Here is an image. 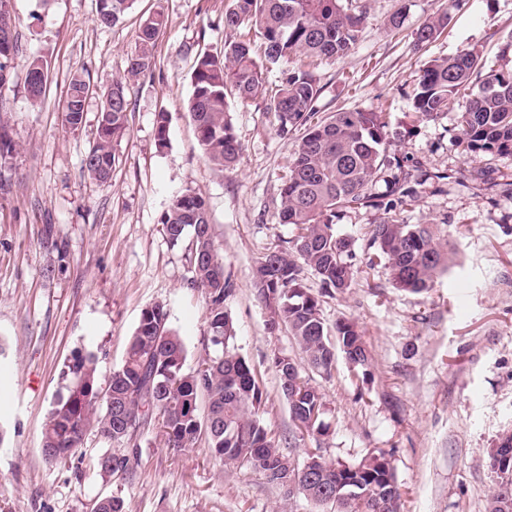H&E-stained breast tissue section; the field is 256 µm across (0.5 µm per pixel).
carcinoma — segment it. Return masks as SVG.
Returning a JSON list of instances; mask_svg holds the SVG:
<instances>
[{
    "mask_svg": "<svg viewBox=\"0 0 512 512\" xmlns=\"http://www.w3.org/2000/svg\"><path fill=\"white\" fill-rule=\"evenodd\" d=\"M134 0H97L96 20L116 25ZM366 11L357 0H231L224 12V27L258 28L261 52L249 40L224 45V53L198 54L192 72L193 92L189 112L200 146L210 162L225 168L236 165L241 145L229 118L228 96L243 101L269 100L278 118V133L293 139V159L280 189L279 221L299 233L287 248L266 254L256 268L262 301L276 298L272 324L283 325L305 353L306 366L328 375L336 364V350L355 368L368 357L356 325L336 322L329 331L318 298L305 283L303 269H310L323 288L340 293L352 285L356 270L355 241L336 234V219L348 209L369 203L384 208L392 203L372 193L382 181L389 193L400 189V162L387 153L388 130L382 113L349 109L315 119L321 86L305 69L304 60L343 58L356 45ZM159 11L149 17L137 34L136 50L128 59L127 78L149 70L153 50L165 27ZM448 25V10L416 32L419 44L433 39ZM19 54L17 39H0V83ZM43 61L27 63L26 86L35 100L44 95L47 77L40 76ZM284 65V77L275 92L268 91L264 70ZM89 87L80 77L69 83L71 107L64 113L71 129L81 126ZM112 106H101L97 138L83 159L88 176L100 183L111 179L115 156L113 142L127 128L129 100L123 82L109 89ZM465 100L456 137L468 153L512 154V68L484 70L476 52L463 50L452 58L434 59L419 71L412 94V108L425 121H436ZM303 130L302 137L293 133ZM163 224L168 239L177 244L192 230L189 261L192 284L208 297V341L214 355L202 359L206 376L186 369V348L171 326L164 305L142 312L131 336L123 363L113 369L106 386L97 380V356L79 352L63 372L67 393L52 405L42 429V447L51 461L71 456L84 432L100 435L122 446L141 427L156 421L168 448L192 447L205 436L208 447L228 466L247 465L287 496L292 475L283 462L293 463L279 451L261 423L263 388L245 359L236 351L235 331L224 302L235 292V283L224 275V266L212 240L206 201L193 193L178 196L166 211ZM369 247L384 258L390 280L401 291L420 294L433 287L437 276L448 271L450 256L423 224L383 221L375 225ZM275 366L288 400L292 420L323 435L324 394L310 383L288 357L278 356ZM207 411L200 416V395ZM127 455L104 456L105 471L127 470ZM325 476L309 483L306 497L317 505L326 501L337 484L351 483L367 491L352 499H334L336 512H401V495L390 456L380 451L357 464L322 462ZM493 471L512 470V447L491 454ZM488 512H512V481L493 489Z\"/></svg>",
    "mask_w": 512,
    "mask_h": 512,
    "instance_id": "cac0c4a2",
    "label": "carcinoma"
}]
</instances>
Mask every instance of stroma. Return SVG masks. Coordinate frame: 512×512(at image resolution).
<instances>
[{"instance_id": "obj_1", "label": "stroma", "mask_w": 512, "mask_h": 512, "mask_svg": "<svg viewBox=\"0 0 512 512\" xmlns=\"http://www.w3.org/2000/svg\"><path fill=\"white\" fill-rule=\"evenodd\" d=\"M367 10L361 37L344 58L310 69L321 85L319 117L358 108L382 112L390 156L405 169L431 173L415 195L391 210L359 207L336 222L353 238L357 274L348 291L320 288L327 326L354 322L368 363L352 369L337 358L331 375L311 373L326 401L327 434L315 444L330 463L354 464L390 454L403 512H487L496 482L489 458L512 433V155L468 154L456 140L458 110L435 122L418 120L409 96L428 60L480 53L487 67L511 68L502 46L512 34V0H360ZM228 0H135L117 25L97 23L95 0H12L20 52L0 83V132L13 144L0 158V512H88L103 497L125 512H334L283 490L249 467H228L205 440L164 447L158 426L137 434L133 473L104 471L99 457L112 443L87 431L62 461L46 459L41 431L63 372L77 351L98 357L106 384L124 360L142 311L166 306L182 337L187 368L205 357V293L191 284L185 244H171L162 219L185 192L203 197L224 272L236 284L224 308L235 344L264 389L261 421L295 463L313 442L300 439L275 359L304 355L286 327H271L258 298L255 269L287 247L294 226L280 223L279 193L292 144L278 134L268 101L229 98L242 145L230 169L213 165L188 111L197 54L220 53L237 32L224 27ZM163 11L166 26L151 71L129 81L128 125L113 144L108 182L82 167L100 116L102 94L123 78L140 24ZM447 29L416 45L415 32L441 11ZM403 24L391 28L390 16ZM48 65L40 100L26 89V65ZM89 86L83 122H64L73 76ZM169 115L166 144L156 140L158 113ZM384 220L428 224L457 252L433 288H394L384 260L368 247Z\"/></svg>"}]
</instances>
